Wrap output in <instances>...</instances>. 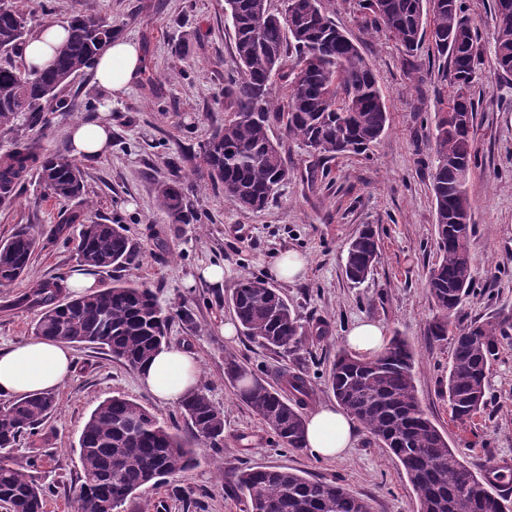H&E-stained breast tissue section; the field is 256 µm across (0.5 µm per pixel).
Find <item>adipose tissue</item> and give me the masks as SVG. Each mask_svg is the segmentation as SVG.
Here are the masks:
<instances>
[{
  "instance_id": "adipose-tissue-1",
  "label": "adipose tissue",
  "mask_w": 512,
  "mask_h": 512,
  "mask_svg": "<svg viewBox=\"0 0 512 512\" xmlns=\"http://www.w3.org/2000/svg\"><path fill=\"white\" fill-rule=\"evenodd\" d=\"M66 35L65 24L50 22L26 45L23 57L32 70L50 68L56 48ZM142 56L137 43L117 37L96 57L95 78L108 97L124 94L141 72ZM70 154L99 156L112 142L109 122L75 123L70 129ZM72 365L67 344L32 337L25 343L0 349V396L17 397L33 392H50L68 376ZM199 365L186 349L161 350L139 370L141 384L156 398L177 403L198 383ZM354 423L346 413L325 406L307 420V447L312 455L330 457L351 447Z\"/></svg>"
}]
</instances>
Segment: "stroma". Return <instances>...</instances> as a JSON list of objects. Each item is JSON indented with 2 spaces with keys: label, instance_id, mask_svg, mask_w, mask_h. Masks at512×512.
I'll return each mask as SVG.
<instances>
[{
  "label": "stroma",
  "instance_id": "obj_1",
  "mask_svg": "<svg viewBox=\"0 0 512 512\" xmlns=\"http://www.w3.org/2000/svg\"><path fill=\"white\" fill-rule=\"evenodd\" d=\"M12 3L31 32L51 21H68L80 10L109 18L118 35L140 47L143 69L111 108H104L105 96L91 72L71 79L61 96L76 107L48 113L42 150L68 153V131L75 122H111L110 150L79 160L86 208L95 221L123 225L140 257L133 265L98 270L97 283L106 288L116 280H133L151 288L162 307L189 311V320H173L170 343L196 354L199 386L224 411L221 453L201 448L199 466L177 478L190 490V501L173 497L167 485L149 486L128 497L120 512H242L243 503L229 496L228 488L247 466L338 481L368 498L372 512H417L416 494L398 461L363 429H356L351 448L333 457L284 448L224 376L230 354L269 381L299 370L310 383L308 409L335 404L330 368L348 330L360 320L379 323L386 335L400 334L414 345L420 404L474 471L512 457V336L502 339L490 361L486 407L460 424L451 420L448 404L452 344L426 334L436 313L427 291L428 272L437 259L430 140L437 113L454 93L442 76L446 59L431 41L405 55L359 0H333L332 19L359 45L386 100V129L363 153L323 159L289 138L283 123H274L271 136L281 146L290 176L268 207L247 211L194 174L201 163L200 144L234 110L224 93L235 51L224 0ZM492 5L493 0H461L465 17L478 31L480 52L468 90L476 104L472 147L477 165L467 184L474 293L460 311L465 323L512 316V76L496 70ZM176 171L195 212L189 224L173 223L157 198L159 184ZM72 207L47 196L33 172L14 195L0 200V240L24 226L39 243L22 280L0 286L1 348L30 339L38 318L37 310L16 306L18 296L44 280L80 272V227L60 226ZM366 225L374 230L380 253L371 276L355 286L344 272L346 249ZM290 251L300 253L306 266L298 278L285 282L273 276L272 268ZM212 264L223 266L222 284L199 278V269ZM246 278L277 288L303 323L323 325L325 337L309 338L290 354L265 349L241 334L225 338L222 326L234 318L231 293ZM71 354L70 375L55 389V410L40 427L47 451L41 479L56 488L46 512H75L78 438L103 400L124 395L160 421L184 422L178 405L158 402L139 384L136 369L96 349L75 347Z\"/></svg>",
  "mask_w": 512,
  "mask_h": 512
}]
</instances>
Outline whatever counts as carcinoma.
<instances>
[{
	"label": "carcinoma",
	"instance_id": "1",
	"mask_svg": "<svg viewBox=\"0 0 512 512\" xmlns=\"http://www.w3.org/2000/svg\"><path fill=\"white\" fill-rule=\"evenodd\" d=\"M331 2L225 0L237 61L227 88L234 111L201 145L202 166L196 174L222 189L224 200L240 209L265 208L288 180V167L270 137L273 122L285 123L290 137L327 157L359 154L385 131L384 96L358 45L332 20ZM364 8L408 55L431 37L438 52L449 56V79L458 87L438 113L432 135L440 257L428 277L437 313L427 335L437 342L452 339L448 401L452 420L465 423L485 406L490 359L499 337L512 335V317L464 326L458 317L473 284V225L453 219L471 210L467 183L476 165L471 145L474 104L464 89L475 79L480 61L477 34L459 0H364ZM495 19L497 69L512 75V16ZM114 34L110 19L78 12L51 68L32 72L0 63V131L12 132L23 124L33 128L43 121V113L68 108L59 98L61 87L92 68ZM28 35L23 15L11 0H0V55L15 52ZM275 76L287 85L284 104L270 94ZM32 169L49 196L84 202L85 178L78 164L62 154L43 155L39 137L22 135L0 160V199L10 197ZM158 200L173 223H186L180 175L159 186ZM61 224L81 225L78 259L83 267L122 268L139 258L120 224L89 223L79 208L65 214ZM36 249L37 240L26 227L0 241V285L23 278ZM378 256V239L371 229L361 230L347 247V279L365 282ZM67 288V279L57 276L19 297L17 304L39 310L34 335L93 346L135 369L169 345L174 315L151 289L117 280L77 297L68 295ZM231 304L243 334L265 348L295 352L313 335L280 291L261 279L240 281ZM415 364V352L401 336L391 337L383 351L368 358L340 351L331 369V389L343 410L397 459L417 495L419 512H505V499L472 493L474 484L489 487L486 477L460 459L422 409ZM224 375L284 447L306 449L302 406L310 388L302 374L285 373L274 386L229 356ZM54 406L53 394L36 392L0 407V508L7 512H45L54 493L52 486L40 482L43 451L34 440ZM179 406L187 433L122 395L97 405L78 438L82 480L76 501L81 512H107V503L117 509L140 488L195 468L200 444L213 450L224 447V411L205 392L188 394ZM23 440L31 449L25 469L15 467L9 457ZM234 494L245 512H371L367 499L337 482L309 479L288 469H243L236 475Z\"/></svg>",
	"mask_w": 512,
	"mask_h": 512
}]
</instances>
